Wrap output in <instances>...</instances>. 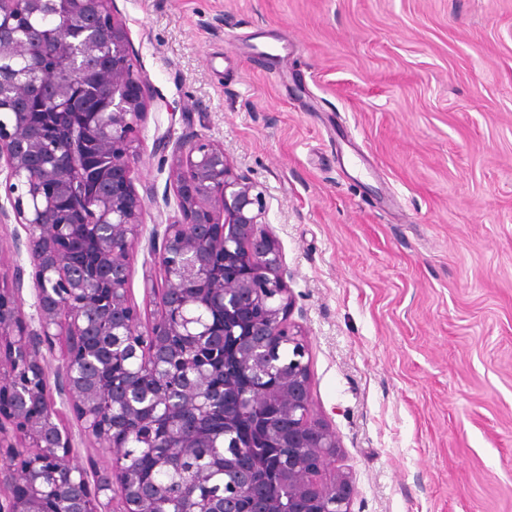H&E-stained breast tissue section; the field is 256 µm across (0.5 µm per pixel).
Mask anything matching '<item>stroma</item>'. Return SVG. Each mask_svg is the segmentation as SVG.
Here are the masks:
<instances>
[{
    "instance_id": "35a3bbf8",
    "label": "stroma",
    "mask_w": 512,
    "mask_h": 512,
    "mask_svg": "<svg viewBox=\"0 0 512 512\" xmlns=\"http://www.w3.org/2000/svg\"><path fill=\"white\" fill-rule=\"evenodd\" d=\"M115 8L155 103L143 233L175 214L157 137L223 143L266 191L351 512H512V0ZM161 279L139 243L141 332ZM64 423L75 464L111 467Z\"/></svg>"
}]
</instances>
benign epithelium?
I'll list each match as a JSON object with an SVG mask.
<instances>
[{
    "instance_id": "7a95c632",
    "label": "benign epithelium",
    "mask_w": 512,
    "mask_h": 512,
    "mask_svg": "<svg viewBox=\"0 0 512 512\" xmlns=\"http://www.w3.org/2000/svg\"><path fill=\"white\" fill-rule=\"evenodd\" d=\"M20 4L31 17L47 12L59 21L57 39L47 40L39 25L15 28ZM0 46V111L15 116L0 126L10 204L0 203V223L13 219L24 229L18 246L35 287L28 318L25 269L17 266L12 287H0V475L8 483L0 512H175L167 485L126 464L114 438L144 427L145 402L165 425L155 440L173 456L214 449L193 483L216 471L238 483V496L190 512H350L346 479L321 478L339 441L312 413L305 347L289 322L293 298L263 191L219 144L159 142L171 150L177 211L148 240L163 286L146 285L158 313L150 332L140 333L129 281L144 201L133 174L152 96L134 71L113 0H0ZM34 90L54 121L49 134L28 123ZM87 93L108 111L69 125L68 109ZM206 281L209 291L197 293ZM202 308L223 312L224 330L200 317ZM57 342L52 391L42 349ZM288 347L285 360L279 351ZM58 403L89 439L114 451L112 469L90 480L73 462ZM257 443L288 449V465L279 469L288 498L239 463Z\"/></svg>"
}]
</instances>
